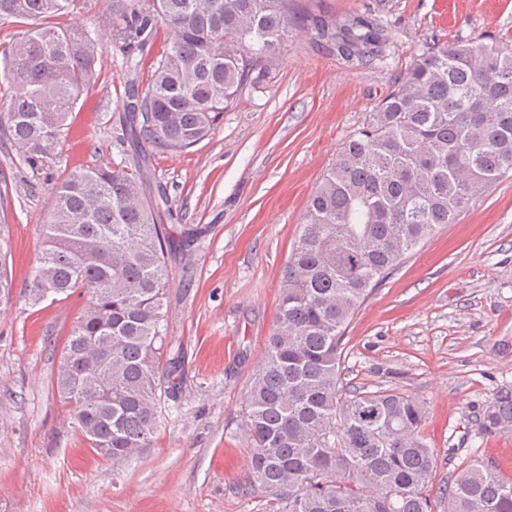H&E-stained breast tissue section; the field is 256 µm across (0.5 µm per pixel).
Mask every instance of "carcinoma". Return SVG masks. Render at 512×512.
I'll return each mask as SVG.
<instances>
[{"mask_svg": "<svg viewBox=\"0 0 512 512\" xmlns=\"http://www.w3.org/2000/svg\"><path fill=\"white\" fill-rule=\"evenodd\" d=\"M76 2L0 0L1 24L28 25L3 51L10 95L0 137L32 166L58 153L71 108L97 77L102 44L48 24ZM292 2L112 0V48L130 71L159 22L171 34L147 87L131 78L118 102L136 163L88 167L55 186L24 295L36 305L87 294L54 385L74 428L114 465L151 446L158 409L174 395L163 361L168 258L193 241L158 223L167 197L151 182L149 157L209 138L239 91L265 78L293 26L349 62L373 63L390 40L363 17L308 23ZM511 172L512 44L497 39L424 48L330 164L307 203L249 389L247 481L273 496L276 512H431L436 453L420 435L423 403L392 388L345 390V331L408 254ZM8 251L1 224V306L10 302ZM477 422L485 434L511 432L512 388ZM448 512H512V479L494 466H457Z\"/></svg>", "mask_w": 512, "mask_h": 512, "instance_id": "carcinoma-1", "label": "carcinoma"}]
</instances>
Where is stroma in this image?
<instances>
[{"label": "stroma", "instance_id": "1", "mask_svg": "<svg viewBox=\"0 0 512 512\" xmlns=\"http://www.w3.org/2000/svg\"><path fill=\"white\" fill-rule=\"evenodd\" d=\"M111 3L78 0L52 23L105 36ZM299 5L329 20L375 17L390 40L381 61L355 66L289 30L270 74L242 89L208 139L151 156V178L169 199L161 223L201 233L169 260L165 327L177 391L151 447L125 466L112 467L76 435L51 385L85 296L36 306L20 299L54 186L80 169L132 162L116 109L128 79L122 55L105 48L56 156L33 167L18 147L0 148L14 296L0 306V512H270L272 498L250 490L245 476L246 399L310 195L424 46L512 37V0ZM344 343V384L423 401L422 436L437 452L432 512H447L442 492L456 461L495 462L512 478V432L482 435L475 422L512 387V176L424 240L367 298Z\"/></svg>", "mask_w": 512, "mask_h": 512}]
</instances>
